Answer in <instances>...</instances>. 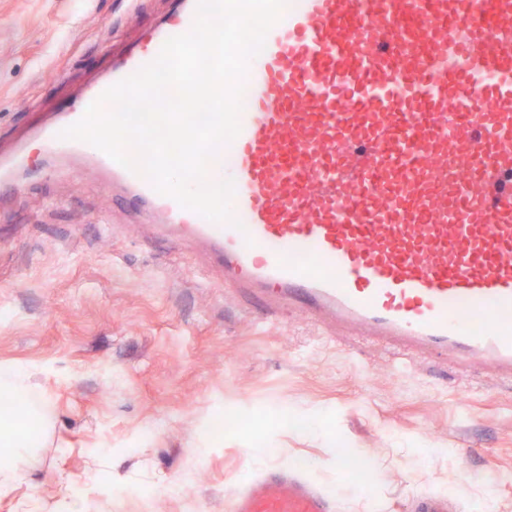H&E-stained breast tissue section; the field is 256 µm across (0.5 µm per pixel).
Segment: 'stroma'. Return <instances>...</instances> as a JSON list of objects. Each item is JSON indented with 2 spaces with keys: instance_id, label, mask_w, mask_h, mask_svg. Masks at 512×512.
<instances>
[{
  "instance_id": "35a3bbf8",
  "label": "stroma",
  "mask_w": 512,
  "mask_h": 512,
  "mask_svg": "<svg viewBox=\"0 0 512 512\" xmlns=\"http://www.w3.org/2000/svg\"><path fill=\"white\" fill-rule=\"evenodd\" d=\"M173 0H0V151L30 138L173 9ZM29 164L43 168L38 143ZM29 370L48 427L0 512H224L245 470L304 458L341 512H474L512 471V384L453 389L447 365L393 371L380 347L300 316L257 322L198 247L80 172L0 200V364ZM236 415L222 447L206 425ZM370 452L367 489L337 449ZM472 478L457 486V467ZM84 486L79 498L65 489Z\"/></svg>"
}]
</instances>
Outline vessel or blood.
<instances>
[{
  "instance_id": "b4317fda",
  "label": "vessel or blood",
  "mask_w": 512,
  "mask_h": 512,
  "mask_svg": "<svg viewBox=\"0 0 512 512\" xmlns=\"http://www.w3.org/2000/svg\"><path fill=\"white\" fill-rule=\"evenodd\" d=\"M172 13L38 134L159 216L173 247L203 244L224 288L266 322L297 313L467 379L512 382V0H288L249 65L241 130L209 178L232 179L239 227L158 193L96 147L61 138L109 87L190 31ZM26 148L0 157L22 189ZM224 512H336L286 462L224 496Z\"/></svg>"
}]
</instances>
